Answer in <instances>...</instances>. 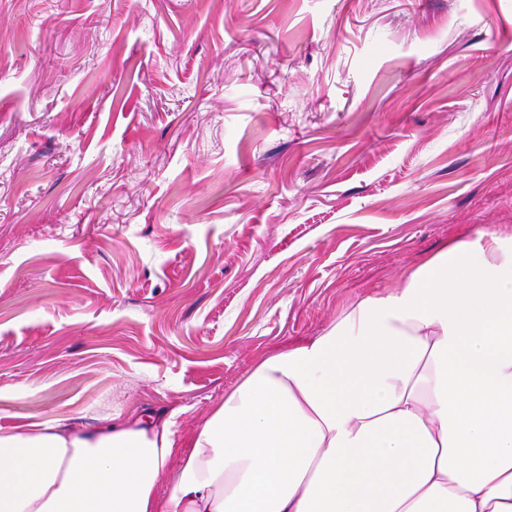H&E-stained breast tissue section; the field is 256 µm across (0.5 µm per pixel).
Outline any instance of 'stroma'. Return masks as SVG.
<instances>
[{
  "label": "stroma",
  "instance_id": "stroma-1",
  "mask_svg": "<svg viewBox=\"0 0 512 512\" xmlns=\"http://www.w3.org/2000/svg\"><path fill=\"white\" fill-rule=\"evenodd\" d=\"M512 236V0H0V431L164 411Z\"/></svg>",
  "mask_w": 512,
  "mask_h": 512
}]
</instances>
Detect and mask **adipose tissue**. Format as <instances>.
<instances>
[{
    "mask_svg": "<svg viewBox=\"0 0 512 512\" xmlns=\"http://www.w3.org/2000/svg\"><path fill=\"white\" fill-rule=\"evenodd\" d=\"M175 444L163 412L0 433V512H512V237L449 241Z\"/></svg>",
    "mask_w": 512,
    "mask_h": 512,
    "instance_id": "1",
    "label": "adipose tissue"
}]
</instances>
